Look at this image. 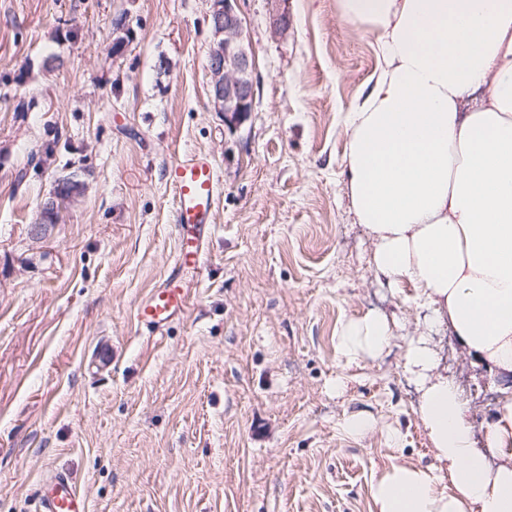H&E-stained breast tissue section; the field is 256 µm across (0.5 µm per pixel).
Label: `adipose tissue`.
I'll use <instances>...</instances> for the list:
<instances>
[{"label": "adipose tissue", "mask_w": 512, "mask_h": 512, "mask_svg": "<svg viewBox=\"0 0 512 512\" xmlns=\"http://www.w3.org/2000/svg\"><path fill=\"white\" fill-rule=\"evenodd\" d=\"M341 18L367 25L381 58L345 117L346 193L374 271L412 284L474 367L512 376V0H341ZM391 336L381 313L349 319L342 362L378 357ZM403 359L433 461L385 469L373 512H512V395L480 448L426 336Z\"/></svg>", "instance_id": "obj_1"}]
</instances>
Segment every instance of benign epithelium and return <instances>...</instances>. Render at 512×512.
I'll use <instances>...</instances> for the list:
<instances>
[{
    "instance_id": "7a95c632",
    "label": "benign epithelium",
    "mask_w": 512,
    "mask_h": 512,
    "mask_svg": "<svg viewBox=\"0 0 512 512\" xmlns=\"http://www.w3.org/2000/svg\"><path fill=\"white\" fill-rule=\"evenodd\" d=\"M238 0H209L211 43L208 58L209 104L212 111L224 115V125L236 129L253 112L252 53L243 38V24L238 11ZM272 15L273 33L288 32L289 16L286 0H268ZM82 184L74 175L56 181L49 200L41 206L36 224L30 235L40 240L49 225L56 222L60 202L74 200Z\"/></svg>"
}]
</instances>
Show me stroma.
Segmentation results:
<instances>
[{"label":"stroma","mask_w":512,"mask_h":512,"mask_svg":"<svg viewBox=\"0 0 512 512\" xmlns=\"http://www.w3.org/2000/svg\"><path fill=\"white\" fill-rule=\"evenodd\" d=\"M238 8L254 110L230 129L208 106V0H0V512H36L58 471L90 512H373L384 469L432 460L402 359L423 314L376 277L345 190L375 37L339 0H288L282 37L267 0ZM194 151L222 179L208 262L152 337L135 307L175 262L169 169ZM73 172L86 192L34 242ZM371 310L390 346L343 366L336 330ZM430 336L484 431L512 378L474 368L447 327ZM359 412L377 429L349 436ZM82 184L76 175L59 178L49 200L41 206L40 214L36 224L30 229L31 238L40 240L48 231L50 224H55L58 204L60 202L73 201L81 192Z\"/></svg>","instance_id":"stroma-1"}]
</instances>
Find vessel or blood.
<instances>
[{"mask_svg": "<svg viewBox=\"0 0 512 512\" xmlns=\"http://www.w3.org/2000/svg\"><path fill=\"white\" fill-rule=\"evenodd\" d=\"M170 179L176 193L175 267L167 284L152 289L136 307L138 321L156 332L183 315L189 306L188 293L177 288L176 283L188 271L199 270L203 264L213 228L214 207L221 192L219 171L206 153L182 155L172 165ZM37 512H89V504L72 478L57 472L41 483Z\"/></svg>", "mask_w": 512, "mask_h": 512, "instance_id": "b4317fda", "label": "vessel or blood"}]
</instances>
